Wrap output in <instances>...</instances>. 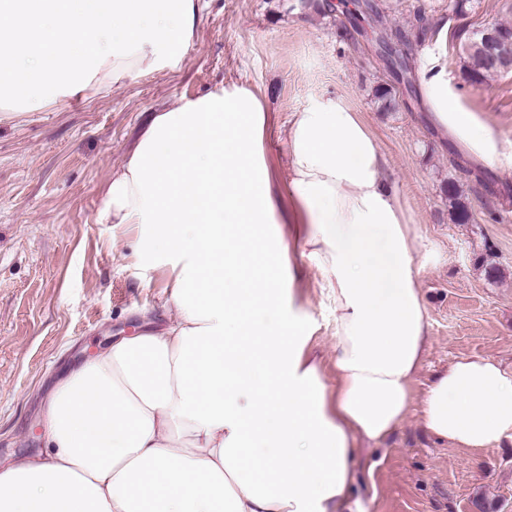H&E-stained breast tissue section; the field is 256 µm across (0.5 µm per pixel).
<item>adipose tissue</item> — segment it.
<instances>
[{
	"label": "adipose tissue",
	"mask_w": 512,
	"mask_h": 512,
	"mask_svg": "<svg viewBox=\"0 0 512 512\" xmlns=\"http://www.w3.org/2000/svg\"><path fill=\"white\" fill-rule=\"evenodd\" d=\"M200 0H0V86L39 106L176 66ZM421 69L435 119L489 168L512 152L466 111L441 64ZM80 60L82 83L57 76ZM258 96L220 88L156 114L104 194L103 222L150 224L171 264L164 327L142 324L67 369L42 409L47 449L0 464V512H363L360 450L405 417L428 344L414 226L359 113L325 97L287 135L296 235L333 304L331 357L283 287L287 253L256 229L276 221ZM335 389L324 381L325 367ZM439 442L512 440V369L463 357L422 409Z\"/></svg>",
	"instance_id": "ef3b65f1"
}]
</instances>
